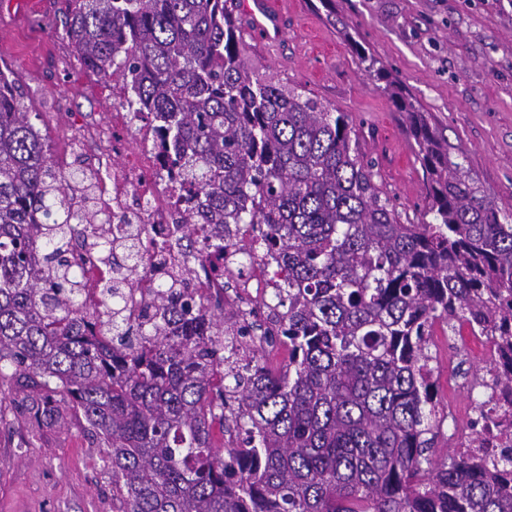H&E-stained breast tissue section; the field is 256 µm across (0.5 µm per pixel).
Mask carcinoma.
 <instances>
[{
  "label": "carcinoma",
  "mask_w": 512,
  "mask_h": 512,
  "mask_svg": "<svg viewBox=\"0 0 512 512\" xmlns=\"http://www.w3.org/2000/svg\"><path fill=\"white\" fill-rule=\"evenodd\" d=\"M226 2L70 0L67 36L154 125L186 192L181 239L216 224L205 249L219 256L232 225H252L278 273L276 330L226 345L243 313L190 321L163 284L154 314L128 322L146 227L113 237L85 170L58 166L0 68V379L23 383L39 422L63 405L83 416L118 512H512L498 489L512 456L433 458L425 353L438 321L512 350V214L360 50L425 175L421 221L402 222L346 113L244 65ZM79 237L112 263L98 309L78 301ZM276 339L288 362L274 370L257 355Z\"/></svg>",
  "instance_id": "cac0c4a2"
}]
</instances>
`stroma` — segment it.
Segmentation results:
<instances>
[{"mask_svg":"<svg viewBox=\"0 0 512 512\" xmlns=\"http://www.w3.org/2000/svg\"><path fill=\"white\" fill-rule=\"evenodd\" d=\"M277 2L288 31L269 46L244 29L243 0H233L244 61L349 115L403 221H418L426 205L424 173L401 114L360 64L362 52L410 92L512 214V0H333L328 10L319 0ZM67 11L68 0H32L23 12L0 0V59L62 165L72 161L77 123L112 122V85L86 75L66 36ZM428 354L438 411L449 416L435 443L443 458L453 451L452 431L467 426L469 374L482 362L474 353L460 359L443 338ZM28 403L15 381L0 382V512H112V472L84 420L66 411L48 426Z\"/></svg>","mask_w":512,"mask_h":512,"instance_id":"obj_1","label":"stroma"}]
</instances>
